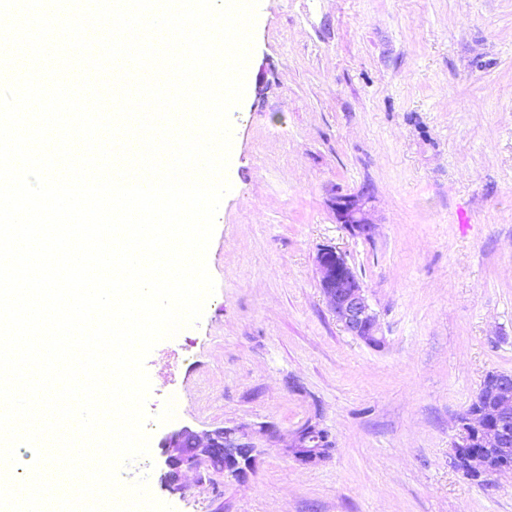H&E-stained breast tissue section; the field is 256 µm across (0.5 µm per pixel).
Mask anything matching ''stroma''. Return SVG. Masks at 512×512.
Here are the masks:
<instances>
[{
	"label": "stroma",
	"mask_w": 512,
	"mask_h": 512,
	"mask_svg": "<svg viewBox=\"0 0 512 512\" xmlns=\"http://www.w3.org/2000/svg\"><path fill=\"white\" fill-rule=\"evenodd\" d=\"M230 120L216 291L146 360L148 412H177L121 482L147 477L175 512H512V473L480 485L450 463L485 377L512 373V0H261ZM360 192L369 240L331 206ZM325 246L362 282L382 347L330 311ZM311 419L335 442L321 465L267 448L243 482H158L170 430Z\"/></svg>",
	"instance_id": "1"
}]
</instances>
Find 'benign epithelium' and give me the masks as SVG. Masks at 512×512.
Masks as SVG:
<instances>
[{"mask_svg":"<svg viewBox=\"0 0 512 512\" xmlns=\"http://www.w3.org/2000/svg\"><path fill=\"white\" fill-rule=\"evenodd\" d=\"M370 202L371 196L365 192L337 196L332 201L336 222L355 237L373 238L377 226L370 218ZM316 266L328 306L344 330L370 347H381L384 338L379 336L376 315L363 284L342 253L326 246L319 250ZM487 381L488 393L502 397V402L458 421L452 464L464 474L482 473V457L488 450L498 455L512 454V432L509 431L512 409L508 403L512 395V375L493 373ZM259 438L300 465L316 466L327 458L325 444L329 435L311 421L286 436L270 423L219 426L203 433L183 426L167 432L160 440L165 457L161 485L171 492L177 491L181 488L183 472L212 469L213 461L219 456L224 457L220 472L241 481L256 465L260 455Z\"/></svg>","mask_w":512,"mask_h":512,"instance_id":"benign-epithelium-1","label":"benign epithelium"}]
</instances>
